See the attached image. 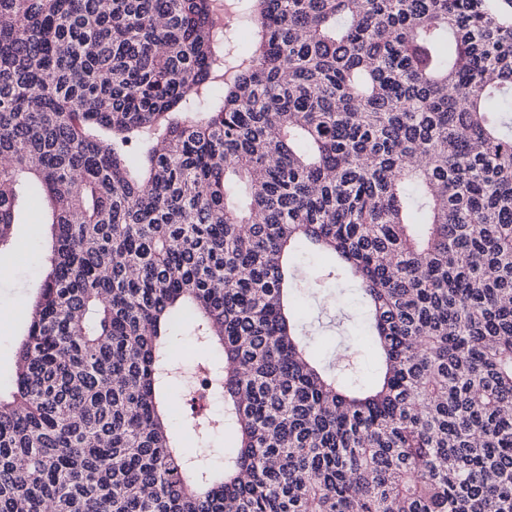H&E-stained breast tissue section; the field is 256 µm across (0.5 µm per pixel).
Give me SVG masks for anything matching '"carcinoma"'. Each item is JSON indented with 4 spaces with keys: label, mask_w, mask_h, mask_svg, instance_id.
<instances>
[{
    "label": "carcinoma",
    "mask_w": 512,
    "mask_h": 512,
    "mask_svg": "<svg viewBox=\"0 0 512 512\" xmlns=\"http://www.w3.org/2000/svg\"><path fill=\"white\" fill-rule=\"evenodd\" d=\"M217 2L0 0V246L52 226L0 512H512V0ZM348 275L370 386L304 342ZM180 405L186 406V412H188V407L191 410L193 415H203L212 410V415L219 414L221 411H224V403L221 401L215 400L209 395L207 391H198L192 401H188L186 399H182L179 401ZM214 404V406H213ZM213 407V409H212Z\"/></svg>",
    "instance_id": "obj_1"
}]
</instances>
